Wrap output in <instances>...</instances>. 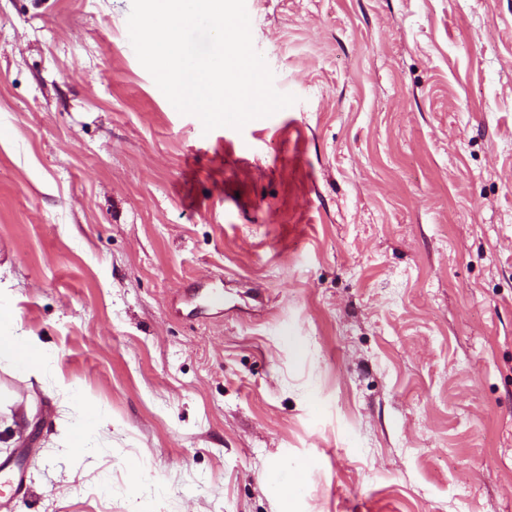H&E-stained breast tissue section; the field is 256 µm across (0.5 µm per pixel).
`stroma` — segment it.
Instances as JSON below:
<instances>
[{
  "mask_svg": "<svg viewBox=\"0 0 512 512\" xmlns=\"http://www.w3.org/2000/svg\"><path fill=\"white\" fill-rule=\"evenodd\" d=\"M245 2L296 101L207 132L131 0H0V512H512V0ZM53 354L35 336L12 331L0 333V363L13 364L24 375L34 373L52 362ZM108 423L91 409H80L76 422L71 427L68 448L81 451L87 447L89 436L108 433Z\"/></svg>",
  "mask_w": 512,
  "mask_h": 512,
  "instance_id": "obj_1",
  "label": "stroma"
}]
</instances>
